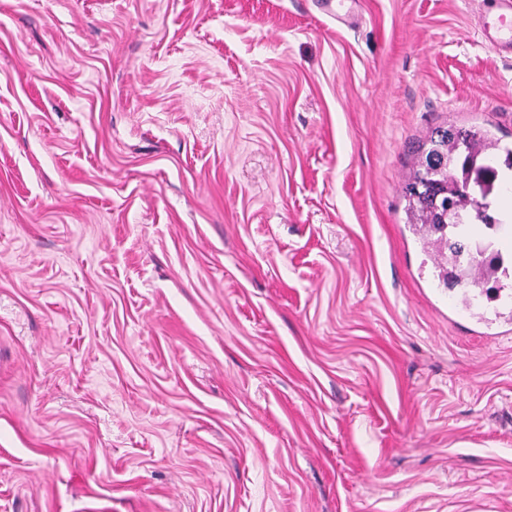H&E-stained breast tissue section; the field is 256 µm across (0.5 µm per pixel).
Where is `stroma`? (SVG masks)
<instances>
[{
    "label": "stroma",
    "instance_id": "35a3bbf8",
    "mask_svg": "<svg viewBox=\"0 0 512 512\" xmlns=\"http://www.w3.org/2000/svg\"><path fill=\"white\" fill-rule=\"evenodd\" d=\"M0 0V512H512V323L403 188L512 143L474 0ZM316 3L325 14L339 24L355 26L361 21L358 0H316Z\"/></svg>",
    "mask_w": 512,
    "mask_h": 512
}]
</instances>
